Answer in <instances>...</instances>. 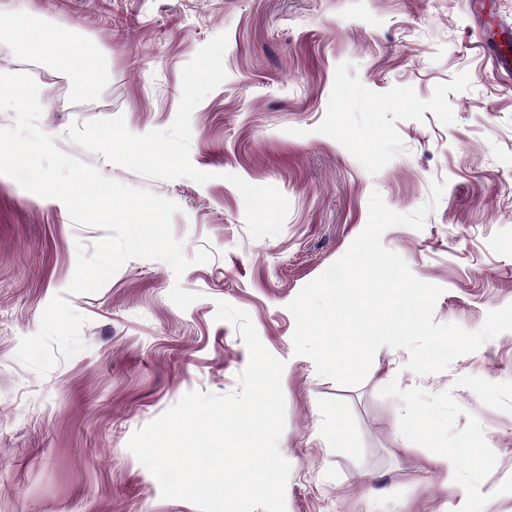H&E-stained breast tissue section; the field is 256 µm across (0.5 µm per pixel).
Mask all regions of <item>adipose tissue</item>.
<instances>
[{"label":"adipose tissue","mask_w":512,"mask_h":512,"mask_svg":"<svg viewBox=\"0 0 512 512\" xmlns=\"http://www.w3.org/2000/svg\"><path fill=\"white\" fill-rule=\"evenodd\" d=\"M8 27H0V41L13 42L20 38ZM25 41L38 44L43 52L55 57L76 70L72 90L77 95H84L95 88L102 77L101 65L90 52L79 49L69 37L62 32L55 33L51 38H43L38 29H30ZM407 434L406 443H419L421 447L431 449L430 465L441 472L444 482H458L462 472L473 470L482 463L486 448L479 440L468 442L466 453H458L452 448H435V426L425 411L416 405L409 406L404 415Z\"/></svg>","instance_id":"obj_1"}]
</instances>
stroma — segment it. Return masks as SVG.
<instances>
[{
	"label": "stroma",
	"instance_id": "1",
	"mask_svg": "<svg viewBox=\"0 0 512 512\" xmlns=\"http://www.w3.org/2000/svg\"><path fill=\"white\" fill-rule=\"evenodd\" d=\"M0 0V26L69 31L105 62L103 81L71 92L65 63L0 42V71L39 86L40 129L106 177L174 201L186 257L128 261L95 294L68 293L78 250L103 229L0 175V512H197L165 499L128 448L189 391L229 395L249 351L217 302L246 311L285 364L290 463L286 512H455L466 489L485 512H512V331L441 373L407 369L380 348L360 385L317 375L295 354L289 303L364 229L368 201L409 214L443 195L423 228L381 238L420 280L441 287L434 319L479 329L512 304V79L485 51L512 0ZM226 79L191 116L190 161L211 179L150 180L88 152L67 130L124 115L130 132L168 128L182 70L218 34ZM235 174L276 186L281 233L252 238ZM199 293L187 309L174 283ZM420 404L437 444L487 443L486 462L443 485L429 449L404 447V410Z\"/></svg>",
	"mask_w": 512,
	"mask_h": 512
}]
</instances>
